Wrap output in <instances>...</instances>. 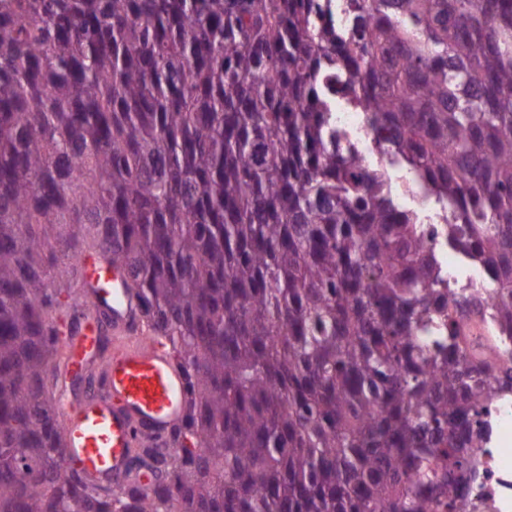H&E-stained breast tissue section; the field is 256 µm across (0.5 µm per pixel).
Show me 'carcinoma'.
<instances>
[{"mask_svg":"<svg viewBox=\"0 0 512 512\" xmlns=\"http://www.w3.org/2000/svg\"><path fill=\"white\" fill-rule=\"evenodd\" d=\"M0 0V512H463L494 370L419 214L512 336V0ZM86 253L185 378L158 483L65 464L47 369ZM365 113L361 108H340L336 112V124L347 139L354 144L357 156L362 165L368 168L386 166V161L380 159L371 143L370 131L366 123ZM391 194L397 205L407 207L412 203L421 212L426 222L424 227L428 241L431 242L434 238L436 258L442 272L449 279H464L475 289L471 296L472 304L462 309L459 314L462 336H465L464 352L469 359L478 353L483 354L486 361L496 369L501 381L504 370L512 368V363L505 364L502 356L490 349L493 339L498 334L494 320L493 288L488 284L482 267L472 264L462 267L457 256L453 252H448V244L441 238L443 224L446 221L442 215H436L433 200L421 188H411L409 180L402 178L392 183Z\"/></svg>","mask_w":512,"mask_h":512,"instance_id":"carcinoma-1","label":"carcinoma"}]
</instances>
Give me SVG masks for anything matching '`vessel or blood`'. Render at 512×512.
Listing matches in <instances>:
<instances>
[{"mask_svg":"<svg viewBox=\"0 0 512 512\" xmlns=\"http://www.w3.org/2000/svg\"><path fill=\"white\" fill-rule=\"evenodd\" d=\"M82 265L76 315L83 324L69 345L68 371L80 377L95 363L102 377L79 400L59 399L64 458L88 480L117 485L126 476L137 439H165L180 423L185 385L164 346L143 336L138 304L120 271L88 258ZM108 327L125 342L103 358L99 352Z\"/></svg>","mask_w":512,"mask_h":512,"instance_id":"vessel-or-blood-1","label":"vessel or blood"}]
</instances>
